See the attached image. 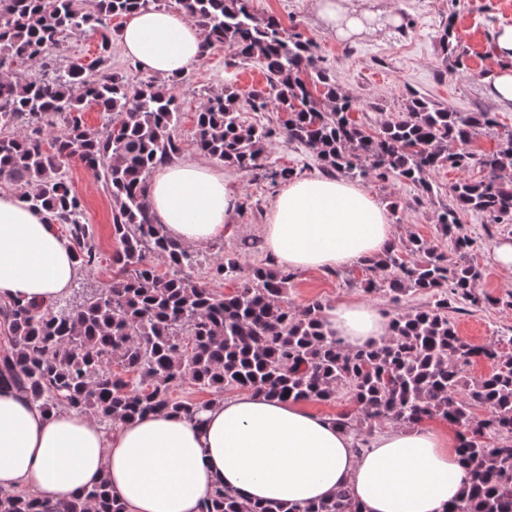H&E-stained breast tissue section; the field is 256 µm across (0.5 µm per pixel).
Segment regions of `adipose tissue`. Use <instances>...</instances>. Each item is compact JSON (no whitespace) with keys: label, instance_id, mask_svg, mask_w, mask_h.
Returning a JSON list of instances; mask_svg holds the SVG:
<instances>
[{"label":"adipose tissue","instance_id":"obj_1","mask_svg":"<svg viewBox=\"0 0 512 512\" xmlns=\"http://www.w3.org/2000/svg\"><path fill=\"white\" fill-rule=\"evenodd\" d=\"M316 6L345 36L369 17L364 0ZM119 38L142 70L173 78L201 60L205 35L182 12L149 9L126 15ZM146 197L155 222L191 247L223 237L238 206L223 171L201 158L158 167ZM262 239L276 268L335 270L389 250L393 231L363 186L301 177L278 189ZM76 275L47 212L0 192V300L49 303ZM320 318L351 348L391 334L389 317L363 302L323 306ZM456 447L453 436L422 426L389 431L358 452L335 418L253 389L207 400L193 418L160 410L107 431L84 413L45 412L0 384V487L52 502L102 481L125 512H201L219 486L302 506L345 487L366 512H444L467 481Z\"/></svg>","mask_w":512,"mask_h":512}]
</instances>
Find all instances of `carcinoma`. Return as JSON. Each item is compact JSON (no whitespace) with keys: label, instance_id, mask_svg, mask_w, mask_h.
<instances>
[{"label":"carcinoma","instance_id":"cac0c4a2","mask_svg":"<svg viewBox=\"0 0 512 512\" xmlns=\"http://www.w3.org/2000/svg\"><path fill=\"white\" fill-rule=\"evenodd\" d=\"M0 0V71L49 65L67 36L99 32V55L72 62L63 72L33 79H0V181L19 199L65 226L77 269L91 273L98 252L82 203L64 178L73 162L103 179L112 195V280L81 303L56 300L35 305L0 303L9 347L0 351V382L8 381L40 408L89 414L108 425L169 410L195 416L200 405L174 399L176 384L191 382L216 394L256 389L283 399L330 401L349 389L356 413L336 419L345 430L387 421L415 428L440 419L461 429L457 452L468 484L445 512H512V356L458 336L448 320L455 303L471 308H512V293L496 298L476 290L480 272L459 261L475 240L462 232L458 212H482L495 224H512V181L501 170L512 160V131L499 148L479 151L473 139L497 124L492 112H454L411 93L405 109L367 130L352 118L354 101L339 91L322 66L317 43L288 32L279 17H258L250 0H175L205 34V51L218 44L239 60L257 59L269 90L247 100L253 112L274 108L287 120L279 127L246 125L238 95L224 90L196 113L197 150L243 172L266 167V148L284 137L311 152L323 168L351 180L394 175L431 193L430 174L477 166L479 181L451 186L455 207L437 216L454 257L420 237H410L406 261L395 249L366 259L372 291L398 302L410 292L431 295L425 308L391 321L380 344L347 348L321 323L322 303L297 312L285 301L292 274L255 267L242 272L231 256L214 264L212 277L233 285L229 293L192 282L198 258L155 223L146 199L147 175L180 153L174 130L177 98L170 83H131L104 64L120 26L109 20L158 0ZM93 104L109 117L101 132L83 113ZM64 117L65 129L45 135L38 123ZM454 144L448 149V144ZM164 260L161 273L148 255ZM483 359L490 374L470 381L464 368ZM121 371L112 370V365ZM480 407L484 414L476 415ZM0 512H124L106 486L83 490L53 504L0 488ZM202 512H365L343 487L320 502L300 506L252 502L222 487Z\"/></svg>","mask_w":512,"mask_h":512}]
</instances>
